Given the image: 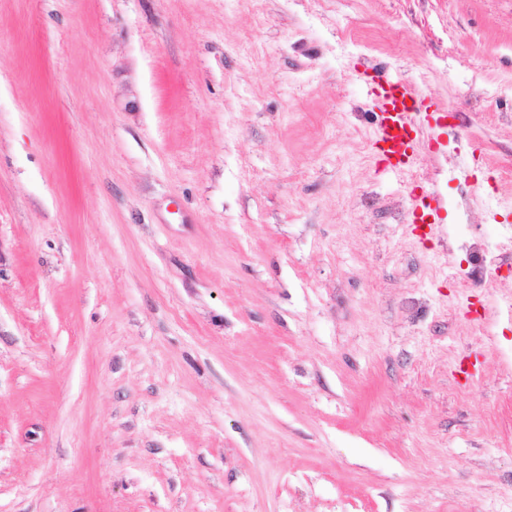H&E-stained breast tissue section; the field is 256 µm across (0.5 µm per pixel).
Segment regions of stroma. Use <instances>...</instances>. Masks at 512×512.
I'll return each instance as SVG.
<instances>
[{"instance_id":"obj_1","label":"stroma","mask_w":512,"mask_h":512,"mask_svg":"<svg viewBox=\"0 0 512 512\" xmlns=\"http://www.w3.org/2000/svg\"><path fill=\"white\" fill-rule=\"evenodd\" d=\"M375 68L512 257V0H0V512H512V272ZM367 95L373 104L375 143L384 160L395 173H411L416 163L411 137L431 128L422 120L416 86L402 77L381 76L369 85ZM453 238L470 252L473 257V265L467 273V279L463 284L467 288L470 283L481 282L489 271L502 266H512L511 260L505 261L497 254V248L491 243L476 237L471 232L469 224H455L452 229Z\"/></svg>"}]
</instances>
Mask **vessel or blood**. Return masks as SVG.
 <instances>
[{
    "instance_id": "b4317fda",
    "label": "vessel or blood",
    "mask_w": 512,
    "mask_h": 512,
    "mask_svg": "<svg viewBox=\"0 0 512 512\" xmlns=\"http://www.w3.org/2000/svg\"><path fill=\"white\" fill-rule=\"evenodd\" d=\"M375 125L374 136L393 172H412L416 156L412 136L427 130L421 117L422 100L416 86L402 77H379L368 87Z\"/></svg>"
}]
</instances>
